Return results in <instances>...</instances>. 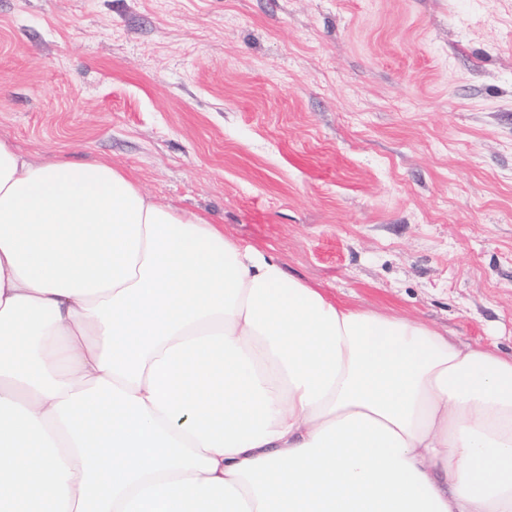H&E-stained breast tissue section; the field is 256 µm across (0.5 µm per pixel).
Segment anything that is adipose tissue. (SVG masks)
Here are the masks:
<instances>
[{
	"instance_id": "adipose-tissue-1",
	"label": "adipose tissue",
	"mask_w": 512,
	"mask_h": 512,
	"mask_svg": "<svg viewBox=\"0 0 512 512\" xmlns=\"http://www.w3.org/2000/svg\"><path fill=\"white\" fill-rule=\"evenodd\" d=\"M0 512H512V356L0 141Z\"/></svg>"
}]
</instances>
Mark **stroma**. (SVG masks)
<instances>
[{
	"label": "stroma",
	"instance_id": "35a3bbf8",
	"mask_svg": "<svg viewBox=\"0 0 512 512\" xmlns=\"http://www.w3.org/2000/svg\"><path fill=\"white\" fill-rule=\"evenodd\" d=\"M0 141L512 355V0H0Z\"/></svg>",
	"mask_w": 512,
	"mask_h": 512
}]
</instances>
